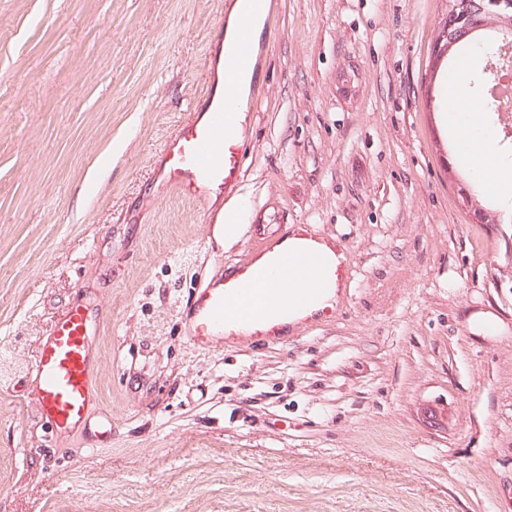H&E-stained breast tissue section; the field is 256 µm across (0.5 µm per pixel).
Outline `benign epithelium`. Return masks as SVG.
I'll return each instance as SVG.
<instances>
[{"mask_svg": "<svg viewBox=\"0 0 512 512\" xmlns=\"http://www.w3.org/2000/svg\"><path fill=\"white\" fill-rule=\"evenodd\" d=\"M487 17L500 32L511 33L512 0H448V16L441 26L430 67H440L447 50L469 33L484 28Z\"/></svg>", "mask_w": 512, "mask_h": 512, "instance_id": "1", "label": "benign epithelium"}]
</instances>
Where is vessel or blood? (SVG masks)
Returning <instances> with one entry per match:
<instances>
[{"mask_svg":"<svg viewBox=\"0 0 512 512\" xmlns=\"http://www.w3.org/2000/svg\"><path fill=\"white\" fill-rule=\"evenodd\" d=\"M232 6L237 35L209 53L211 67L220 70L221 78L211 81L161 159L167 185L199 203L206 202L211 190L237 183L240 148L250 129L243 94L260 67L253 30L266 0H232ZM265 252V266L244 264L233 277L196 291L184 317L191 342L215 348L244 340L274 344L287 340L291 326L335 318L336 305L325 297L345 274L344 263L337 260L342 243L303 232L292 250L269 245ZM100 368L98 330L81 305H70L43 336L22 378L24 394L52 438L83 432L98 443L110 437L112 419L94 383Z\"/></svg>","mask_w":512,"mask_h":512,"instance_id":"obj_1","label":"vessel or blood"}]
</instances>
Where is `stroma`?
I'll return each mask as SVG.
<instances>
[{"label": "stroma", "instance_id": "stroma-1", "mask_svg": "<svg viewBox=\"0 0 512 512\" xmlns=\"http://www.w3.org/2000/svg\"><path fill=\"white\" fill-rule=\"evenodd\" d=\"M447 12L278 0L240 180L201 209L158 162L224 0H0V345L32 361L81 302L112 415L105 446L51 440L0 375V512H512V198L448 148ZM303 228L348 248L335 320L184 336L196 288Z\"/></svg>", "mask_w": 512, "mask_h": 512}]
</instances>
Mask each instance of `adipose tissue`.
Instances as JSON below:
<instances>
[{"mask_svg":"<svg viewBox=\"0 0 512 512\" xmlns=\"http://www.w3.org/2000/svg\"><path fill=\"white\" fill-rule=\"evenodd\" d=\"M447 110L456 146L468 159L477 180L496 191L511 189L512 166H505L501 161L493 132L484 124L480 112L460 84L450 85Z\"/></svg>","mask_w":512,"mask_h":512,"instance_id":"obj_1","label":"adipose tissue"}]
</instances>
